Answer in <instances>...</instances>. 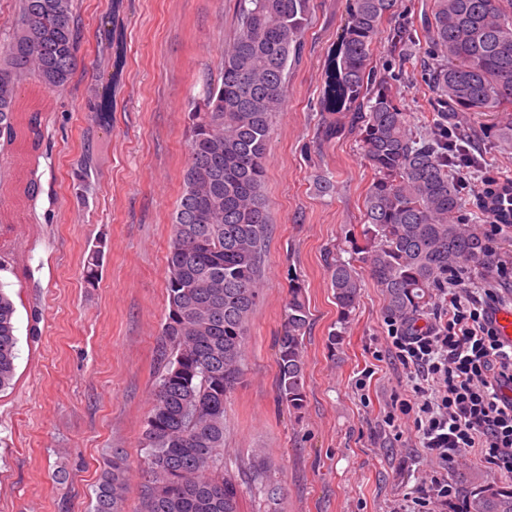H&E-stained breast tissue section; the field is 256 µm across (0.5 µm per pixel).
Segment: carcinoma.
Instances as JSON below:
<instances>
[{"label": "carcinoma", "instance_id": "cac0c4a2", "mask_svg": "<svg viewBox=\"0 0 512 512\" xmlns=\"http://www.w3.org/2000/svg\"><path fill=\"white\" fill-rule=\"evenodd\" d=\"M397 0H351L333 49L318 137L350 132L374 179L365 195L358 248L385 296V318L409 323L431 292L490 262L486 237L461 218L464 194L449 165L448 129L459 115L496 121L512 139V0H434L430 40L443 62L430 69V90L448 103L446 123L411 129L391 78L370 67L372 48ZM78 0H18L19 18L0 48V135L21 125L19 85L67 87L78 67ZM310 0H236V30L219 73L207 78L188 113V161L172 217L161 326L163 365L145 419V482L139 512H239L235 482L224 475V398L243 377L250 315L260 299L271 222L262 195L273 119L283 110L288 65L301 62ZM410 27L392 33L390 53L405 63ZM111 100L89 115L88 134L108 124ZM88 153L76 172L96 171ZM104 243L89 249L84 278L99 277ZM340 319L354 309L359 275L327 260ZM15 304L0 285V391L12 385L17 358ZM309 310L292 279L277 336L278 399L299 413L305 403L304 337ZM254 483L266 502L280 500L263 449L252 456ZM127 465L106 460L92 512H125ZM465 512H512V485L485 482Z\"/></svg>", "mask_w": 512, "mask_h": 512}]
</instances>
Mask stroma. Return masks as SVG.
I'll use <instances>...</instances> for the list:
<instances>
[{
    "label": "stroma",
    "mask_w": 512,
    "mask_h": 512,
    "mask_svg": "<svg viewBox=\"0 0 512 512\" xmlns=\"http://www.w3.org/2000/svg\"><path fill=\"white\" fill-rule=\"evenodd\" d=\"M432 0H398L382 24L372 66L393 71V28L408 23L410 59L395 87L412 129L441 109L420 64L431 49L424 25ZM349 0H311L302 61L288 69L287 103L274 120L263 193L273 224L263 288L244 349V375L224 402V464L237 481L240 512H266L250 473L264 449L281 489L280 512H394L428 480L431 464L413 432L394 440L381 412L402 374L384 350L385 297L360 268L361 290L340 322L327 253L352 259L372 172L346 133L316 137L333 44ZM235 28V0H79L80 52L73 83L41 92L20 87L38 134L0 137V250L14 261L0 283L16 306V375L0 391V512H91L103 460L128 459L126 512H139L141 447L168 306L171 217L188 154V112L217 76ZM112 94V120L96 132L95 178L76 187L87 145L86 115ZM483 171H512V148L487 121L466 117ZM335 176L332 193L318 179ZM35 193H28V186ZM105 241L101 279L87 287L89 247ZM305 286V407L277 397L276 337L288 278ZM367 378L369 402L355 390Z\"/></svg>",
    "instance_id": "stroma-1"
}]
</instances>
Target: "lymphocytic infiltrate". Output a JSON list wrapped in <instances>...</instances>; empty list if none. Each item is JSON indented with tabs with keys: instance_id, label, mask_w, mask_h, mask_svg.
<instances>
[{
	"instance_id": "lymphocytic-infiltrate-1",
	"label": "lymphocytic infiltrate",
	"mask_w": 512,
	"mask_h": 512,
	"mask_svg": "<svg viewBox=\"0 0 512 512\" xmlns=\"http://www.w3.org/2000/svg\"><path fill=\"white\" fill-rule=\"evenodd\" d=\"M499 284L449 283L439 289L430 320L389 323L385 357L404 379L385 410L389 427L411 422L437 470L398 512H457L460 489L449 468L473 455L512 477V342L502 339L495 313L512 256L498 259Z\"/></svg>"
}]
</instances>
